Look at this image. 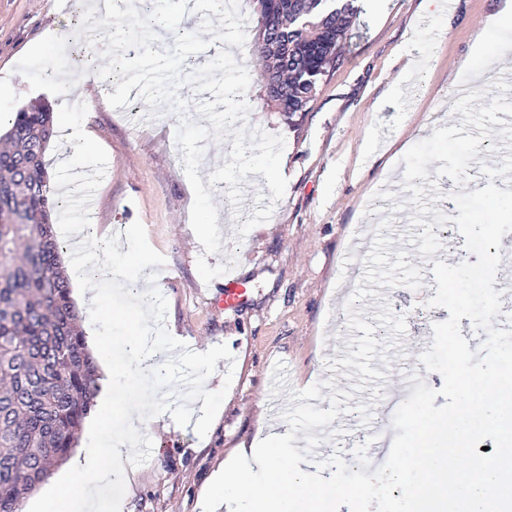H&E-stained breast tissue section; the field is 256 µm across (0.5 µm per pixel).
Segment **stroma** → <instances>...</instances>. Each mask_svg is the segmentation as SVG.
I'll list each match as a JSON object with an SVG mask.
<instances>
[{
    "label": "stroma",
    "mask_w": 512,
    "mask_h": 512,
    "mask_svg": "<svg viewBox=\"0 0 512 512\" xmlns=\"http://www.w3.org/2000/svg\"><path fill=\"white\" fill-rule=\"evenodd\" d=\"M450 9L433 15L420 11V0H390L385 13H374L359 0L360 13L342 49L340 65L331 70L307 112L286 121L266 100L260 76V46L252 0H239L245 15L246 42L236 60L251 78L244 94L250 106L247 124L282 135L284 197L271 202L263 175L251 173L249 197L242 212L272 208L271 218L244 238L229 235L223 245L238 249L237 276L245 280L250 301L232 311L219 307L223 277L203 282L198 257L209 266L223 254L205 255L192 234L194 200L183 165V153L168 139V128L180 117L164 112L158 121H140L147 106L133 98L126 107L72 98L68 119L92 130L97 149L73 167L61 165L57 143H48L44 160L51 177L66 182L71 195L55 213L62 240L74 224L93 222L100 237L114 231L139 230L138 244L152 253L156 286L167 298L165 326L189 349L203 352L224 343L232 360L221 359L205 382L207 390L223 388L226 372L234 379L206 437L193 426L181 427L170 414L158 415L150 433L151 456L143 465L126 466L122 512H201L200 496L210 475L241 443L254 439L271 420L290 407V394L321 384L315 407H330L334 388L350 390L346 367H333L348 320L346 305L365 271L376 225L384 219L403 226L390 252L405 251L411 265L423 268L412 231L414 206L403 188V155L434 129L460 125L453 110L458 85L466 83L495 96L496 82L475 80L481 66L475 46L479 22L500 0H451ZM57 0H0V77L10 80L0 93V136L15 112L32 105L57 108L49 73L77 75L75 39L83 13L58 10ZM104 171L92 185L74 181L76 172ZM94 195L95 212L82 201ZM404 211H394V204ZM435 286L387 290L392 311L406 319L401 347L389 351V363L373 360L386 372L382 396L400 395L419 355L430 348L432 323L448 319L441 307H428ZM372 401L371 390L355 393L351 411L318 428L322 458L349 459L355 446L366 444L372 424L363 422L358 404Z\"/></svg>",
    "instance_id": "stroma-1"
}]
</instances>
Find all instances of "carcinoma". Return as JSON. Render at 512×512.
<instances>
[{
	"label": "carcinoma",
	"instance_id": "cac0c4a2",
	"mask_svg": "<svg viewBox=\"0 0 512 512\" xmlns=\"http://www.w3.org/2000/svg\"><path fill=\"white\" fill-rule=\"evenodd\" d=\"M268 2L257 27L279 25L284 94L265 97L290 119L340 61L358 0ZM52 136V113L23 108L0 150V512H22L69 459L99 391L54 231L44 163Z\"/></svg>",
	"mask_w": 512,
	"mask_h": 512
}]
</instances>
